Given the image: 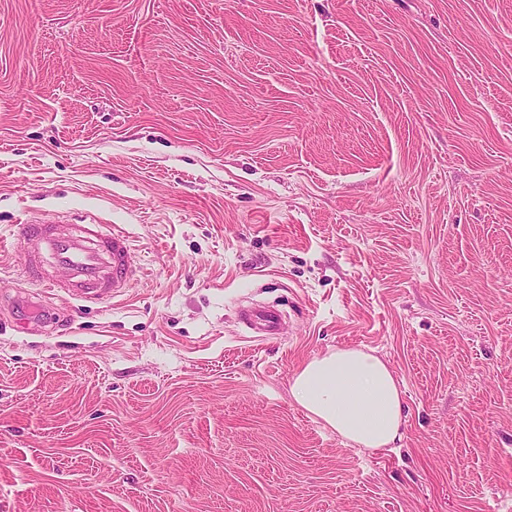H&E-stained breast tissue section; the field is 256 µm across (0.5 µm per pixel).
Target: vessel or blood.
<instances>
[{"label":"vessel or blood","mask_w":512,"mask_h":512,"mask_svg":"<svg viewBox=\"0 0 512 512\" xmlns=\"http://www.w3.org/2000/svg\"><path fill=\"white\" fill-rule=\"evenodd\" d=\"M25 245L22 263L29 280L51 282L55 269L66 278L60 290L85 300L102 301L121 296L127 286L133 251L128 237L109 224H55L23 221Z\"/></svg>","instance_id":"vessel-or-blood-1"}]
</instances>
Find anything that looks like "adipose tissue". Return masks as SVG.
Instances as JSON below:
<instances>
[{
  "instance_id": "adipose-tissue-1",
  "label": "adipose tissue",
  "mask_w": 512,
  "mask_h": 512,
  "mask_svg": "<svg viewBox=\"0 0 512 512\" xmlns=\"http://www.w3.org/2000/svg\"><path fill=\"white\" fill-rule=\"evenodd\" d=\"M290 394L360 448H384L400 437L402 393L388 365L372 353L340 348L312 359L294 373Z\"/></svg>"
}]
</instances>
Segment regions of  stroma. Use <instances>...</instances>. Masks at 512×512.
Returning a JSON list of instances; mask_svg holds the SVG:
<instances>
[{
	"instance_id": "obj_1",
	"label": "stroma",
	"mask_w": 512,
	"mask_h": 512,
	"mask_svg": "<svg viewBox=\"0 0 512 512\" xmlns=\"http://www.w3.org/2000/svg\"><path fill=\"white\" fill-rule=\"evenodd\" d=\"M22 220L123 230V296ZM340 347L394 447L291 397ZM0 512H512V0H0ZM25 245L22 263L29 280L47 282L53 288L85 300L102 301L121 296L127 286L133 249L128 237L112 224L20 223ZM56 268L66 272L55 281ZM290 394L308 413L362 449L400 439L402 393L388 365L370 352L340 348L293 375Z\"/></svg>"
}]
</instances>
